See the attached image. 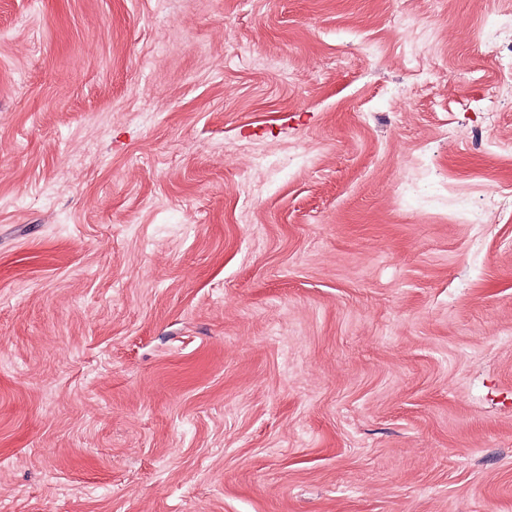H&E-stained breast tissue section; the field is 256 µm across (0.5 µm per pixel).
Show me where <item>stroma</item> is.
I'll return each instance as SVG.
<instances>
[{
  "instance_id": "obj_1",
  "label": "stroma",
  "mask_w": 512,
  "mask_h": 512,
  "mask_svg": "<svg viewBox=\"0 0 512 512\" xmlns=\"http://www.w3.org/2000/svg\"><path fill=\"white\" fill-rule=\"evenodd\" d=\"M511 45L0 0V512H512Z\"/></svg>"
}]
</instances>
